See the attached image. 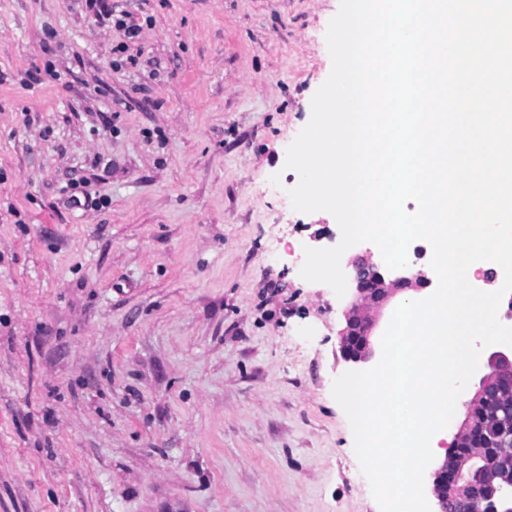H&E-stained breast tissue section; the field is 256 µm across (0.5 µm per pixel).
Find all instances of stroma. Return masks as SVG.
Returning <instances> with one entry per match:
<instances>
[{"label":"stroma","mask_w":512,"mask_h":512,"mask_svg":"<svg viewBox=\"0 0 512 512\" xmlns=\"http://www.w3.org/2000/svg\"><path fill=\"white\" fill-rule=\"evenodd\" d=\"M0 0V512H380L286 150L340 0ZM90 179L108 206L73 208ZM119 1H113L109 5L106 0H85V8L89 13L96 16L112 17V23L115 28L122 31L123 37L129 43H133L139 36L142 25L139 21L126 10L120 9ZM127 42H122L116 46L115 52L125 53L129 49Z\"/></svg>","instance_id":"35a3bbf8"}]
</instances>
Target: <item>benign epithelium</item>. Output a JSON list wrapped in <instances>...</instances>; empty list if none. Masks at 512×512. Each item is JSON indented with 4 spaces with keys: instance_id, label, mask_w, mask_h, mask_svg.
Segmentation results:
<instances>
[{
    "instance_id": "obj_1",
    "label": "benign epithelium",
    "mask_w": 512,
    "mask_h": 512,
    "mask_svg": "<svg viewBox=\"0 0 512 512\" xmlns=\"http://www.w3.org/2000/svg\"><path fill=\"white\" fill-rule=\"evenodd\" d=\"M347 268L351 294L343 310L339 350L345 362L365 364L376 355L373 337L382 310L400 295L427 289L432 279L410 265L390 270L369 250L350 257ZM490 355L489 370L466 403L453 448L431 473L436 512H453L458 499L467 502L468 512H512V501L502 504L493 493L498 485L512 486V469L487 461L483 449L471 447L476 426L490 420L496 426L499 453L512 454V405L494 403L512 390V347L496 344Z\"/></svg>"
}]
</instances>
